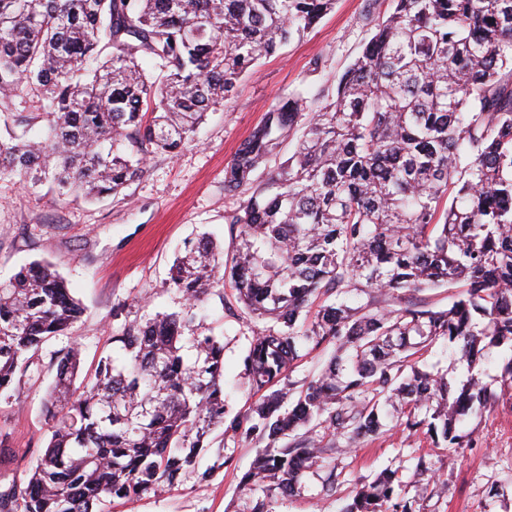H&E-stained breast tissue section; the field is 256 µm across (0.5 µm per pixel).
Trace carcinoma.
Returning a JSON list of instances; mask_svg holds the SVG:
<instances>
[{"instance_id":"1","label":"carcinoma","mask_w":512,"mask_h":512,"mask_svg":"<svg viewBox=\"0 0 512 512\" xmlns=\"http://www.w3.org/2000/svg\"><path fill=\"white\" fill-rule=\"evenodd\" d=\"M391 2L321 104L297 90L276 98L227 162L224 185L243 192L228 216L231 257L204 234L186 242L170 270L181 306L112 337L122 365L103 356L82 379L80 350L58 351L50 439L0 489V512H101L107 499L161 492L195 472L219 427L265 442L242 477L265 496L252 512H272L267 502L328 456L395 428L472 447L462 424L512 391V0ZM334 3L0 0V103L26 86L46 117L35 139H0V178L122 194ZM227 277L251 315L274 321L244 358L250 388L270 395L230 420L224 341L198 322ZM436 288L451 292L448 307L417 300ZM82 314L48 262L0 281V396L33 379L30 356ZM440 339L466 379L421 363ZM325 342L334 356L294 387L305 345ZM490 349L509 351L498 391L483 382ZM396 474L382 470L343 512H421L395 493Z\"/></svg>"}]
</instances>
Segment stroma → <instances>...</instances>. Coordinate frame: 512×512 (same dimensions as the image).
<instances>
[{
  "mask_svg": "<svg viewBox=\"0 0 512 512\" xmlns=\"http://www.w3.org/2000/svg\"><path fill=\"white\" fill-rule=\"evenodd\" d=\"M389 10L390 0H335L312 30L243 79L227 106L209 111L193 142L175 156L152 157L146 172L119 196L88 201L59 195L48 183L31 187L0 179V277L33 260L50 261L84 308L71 336L51 341L34 356L39 379L22 384L11 398H0V446L16 457L0 468L1 485L23 477L51 436L42 400L55 375L54 352L78 343L85 376L100 356L121 358L112 337L125 321L142 310L176 308L168 272L185 241L207 233L232 252L235 233L227 217L238 198L224 189L226 163L277 97L299 90L313 99L335 86L369 35V15ZM40 113L36 97L18 92L0 105V138L36 135L45 125ZM20 115L30 117L29 126L17 123ZM203 308V328L224 340V396L233 416L255 401L243 357L263 323L243 309L229 284L223 297L206 299ZM465 428L472 431L474 445L454 455L399 430L368 439L339 457L342 475L335 493L324 494L320 469L303 478L298 493L277 498L273 512H342L357 483L388 466L397 468L407 496H423L424 512H512V396ZM258 448L257 440L238 434L215 437L199 464L208 470L207 478L190 475L155 495L115 499L102 512H250L254 494L242 488L241 478ZM421 455L432 462L445 493H434V483L414 480ZM219 456L225 465L212 470Z\"/></svg>",
  "mask_w": 512,
  "mask_h": 512,
  "instance_id": "35a3bbf8",
  "label": "stroma"
}]
</instances>
